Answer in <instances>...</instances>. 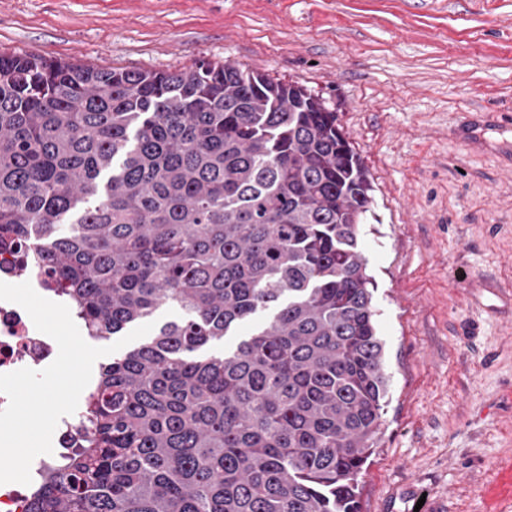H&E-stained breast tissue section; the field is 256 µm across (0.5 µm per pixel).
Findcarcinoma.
<instances>
[{"label":"carcinoma","mask_w":512,"mask_h":512,"mask_svg":"<svg viewBox=\"0 0 512 512\" xmlns=\"http://www.w3.org/2000/svg\"><path fill=\"white\" fill-rule=\"evenodd\" d=\"M371 192L296 83L0 54V243L92 338L180 311L100 366L27 512H359L390 386Z\"/></svg>","instance_id":"obj_1"}]
</instances>
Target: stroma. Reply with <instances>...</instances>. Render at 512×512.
Returning <instances> with one entry per match:
<instances>
[{"mask_svg":"<svg viewBox=\"0 0 512 512\" xmlns=\"http://www.w3.org/2000/svg\"><path fill=\"white\" fill-rule=\"evenodd\" d=\"M0 54L229 62L323 98L368 171L389 402L359 512H480L512 456V0H0ZM494 123L473 147L466 112Z\"/></svg>","mask_w":512,"mask_h":512,"instance_id":"stroma-1","label":"stroma"}]
</instances>
